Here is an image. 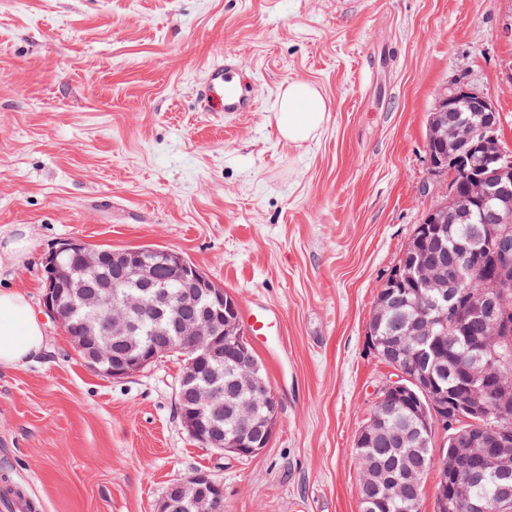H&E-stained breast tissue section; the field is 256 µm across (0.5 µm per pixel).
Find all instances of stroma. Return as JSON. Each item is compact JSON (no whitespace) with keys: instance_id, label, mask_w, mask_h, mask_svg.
<instances>
[{"instance_id":"35a3bbf8","label":"stroma","mask_w":512,"mask_h":512,"mask_svg":"<svg viewBox=\"0 0 512 512\" xmlns=\"http://www.w3.org/2000/svg\"><path fill=\"white\" fill-rule=\"evenodd\" d=\"M512 0H0V288L48 347L0 371V474L37 512H156L204 470L224 512H361L355 438L391 368L367 336L377 293L441 183L425 148L440 89L489 98L512 153ZM253 112L202 111L224 54ZM292 80L327 102L296 146L276 123ZM181 254L276 334L251 342L279 399L268 447L203 448L176 409L173 355L122 379L87 367L44 311L65 239Z\"/></svg>"}]
</instances>
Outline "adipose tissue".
I'll return each mask as SVG.
<instances>
[{
	"label": "adipose tissue",
	"mask_w": 512,
	"mask_h": 512,
	"mask_svg": "<svg viewBox=\"0 0 512 512\" xmlns=\"http://www.w3.org/2000/svg\"><path fill=\"white\" fill-rule=\"evenodd\" d=\"M276 121L288 143L313 140L326 118V101L312 83L294 80L282 89L276 104ZM47 347L43 325L26 298L13 290L0 289V370L36 360Z\"/></svg>",
	"instance_id": "adipose-tissue-1"
}]
</instances>
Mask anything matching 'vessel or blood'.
I'll return each mask as SVG.
<instances>
[{"instance_id":"vessel-or-blood-1","label":"vessel or blood","mask_w":512,"mask_h":512,"mask_svg":"<svg viewBox=\"0 0 512 512\" xmlns=\"http://www.w3.org/2000/svg\"><path fill=\"white\" fill-rule=\"evenodd\" d=\"M238 69L237 58L230 54L206 69L196 87L203 109L217 108L229 113L255 111L254 98L246 93Z\"/></svg>"}]
</instances>
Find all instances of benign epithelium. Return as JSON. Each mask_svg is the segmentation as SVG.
<instances>
[{
	"mask_svg": "<svg viewBox=\"0 0 512 512\" xmlns=\"http://www.w3.org/2000/svg\"><path fill=\"white\" fill-rule=\"evenodd\" d=\"M463 100L473 112L495 113L493 103L486 97L459 85L441 94L438 107L448 109V116L432 127L431 137L456 149L455 170L468 174L465 196L456 198L455 210L469 212L476 207L481 223L474 226L470 240L474 242L496 238L498 257L512 253V239L499 230L501 224L512 223V160L504 157L498 143L497 125L484 122L469 126L457 122L453 105ZM68 254L77 257L85 270L95 271L110 254L117 263L119 278L133 280L144 288L148 297L119 295L117 288H91L77 299L86 315L81 324L73 326L71 314L60 299V285L70 278L62 262ZM456 256L444 247L419 248L414 254L413 268L418 287L429 294L466 299L471 319L481 322L487 332L472 341L475 359L465 374V384L451 398L452 407L439 402L440 387L432 374L420 373L407 361L410 346L420 344L437 335L435 320L422 314L405 322L403 338L385 349L391 361L394 377L376 394L377 403H392L411 392V386L428 381L434 393L429 401L430 412L442 425H448V411L461 413L463 422L473 427L453 434L452 465L434 459L435 481L449 487L448 496L438 501V512L470 504L469 485L472 478L464 463L481 455L496 468H505L512 462V448L506 437L512 435V414L495 408L478 392L491 388L507 392L498 382V369L489 357V333L500 335V325L512 316V298L504 291L474 294L459 288L455 275ZM161 264L171 270L179 287H156L153 268ZM48 273L44 307L73 337V347L84 363L114 379L140 372L156 360L174 353L183 358L182 374L176 394L181 421L189 435L202 447L229 452L237 456H254L270 443L275 425L265 424L263 438L256 442L252 434L261 424L247 405L238 406L240 421L238 435L224 437V386L220 381L224 356L230 355L235 369V383L246 389L252 401L266 407L278 405V400L260 376L256 357L241 342L225 351L224 335L238 336V323L224 326V289L215 287L210 279L182 256L164 249L140 248L110 250L88 244L80 239H67L52 251L45 261ZM165 318L168 325L147 347L133 344L148 321ZM371 425L375 433L390 444L401 445L412 441L417 429L387 428L374 416ZM199 512H224L223 486L207 471L199 470L169 485L156 512H185L187 506Z\"/></svg>",
	"mask_w": 512,
	"mask_h": 512,
	"instance_id": "7a95c632",
	"label": "benign epithelium"
}]
</instances>
